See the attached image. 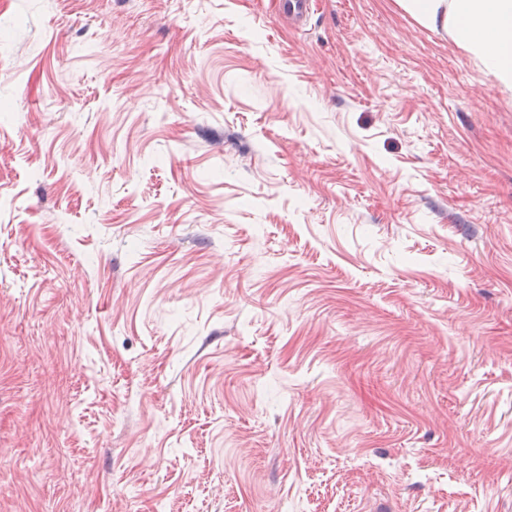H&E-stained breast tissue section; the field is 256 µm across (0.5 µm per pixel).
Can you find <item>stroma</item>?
Returning a JSON list of instances; mask_svg holds the SVG:
<instances>
[{"label":"stroma","instance_id":"1","mask_svg":"<svg viewBox=\"0 0 512 512\" xmlns=\"http://www.w3.org/2000/svg\"><path fill=\"white\" fill-rule=\"evenodd\" d=\"M315 2L0 0V512H512V87Z\"/></svg>","mask_w":512,"mask_h":512}]
</instances>
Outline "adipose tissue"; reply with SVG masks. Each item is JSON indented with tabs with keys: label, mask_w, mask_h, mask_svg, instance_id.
<instances>
[{
	"label": "adipose tissue",
	"mask_w": 512,
	"mask_h": 512,
	"mask_svg": "<svg viewBox=\"0 0 512 512\" xmlns=\"http://www.w3.org/2000/svg\"><path fill=\"white\" fill-rule=\"evenodd\" d=\"M429 26H443L484 68L512 83V0H399Z\"/></svg>",
	"instance_id": "ef3b65f1"
}]
</instances>
